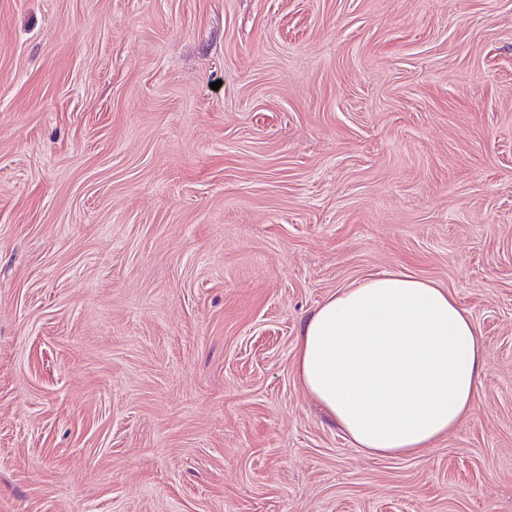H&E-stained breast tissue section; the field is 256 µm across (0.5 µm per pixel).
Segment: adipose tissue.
<instances>
[{"label": "adipose tissue", "mask_w": 512, "mask_h": 512, "mask_svg": "<svg viewBox=\"0 0 512 512\" xmlns=\"http://www.w3.org/2000/svg\"><path fill=\"white\" fill-rule=\"evenodd\" d=\"M483 348L448 290L385 272L338 290L302 325L303 390L369 456L431 447L471 412Z\"/></svg>", "instance_id": "obj_1"}]
</instances>
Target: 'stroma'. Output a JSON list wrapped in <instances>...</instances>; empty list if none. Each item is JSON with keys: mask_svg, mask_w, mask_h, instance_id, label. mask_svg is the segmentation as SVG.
Listing matches in <instances>:
<instances>
[{"mask_svg": "<svg viewBox=\"0 0 512 512\" xmlns=\"http://www.w3.org/2000/svg\"><path fill=\"white\" fill-rule=\"evenodd\" d=\"M390 271L484 372L368 457L293 364ZM0 512H512V0H0Z\"/></svg>", "mask_w": 512, "mask_h": 512, "instance_id": "35a3bbf8", "label": "stroma"}]
</instances>
